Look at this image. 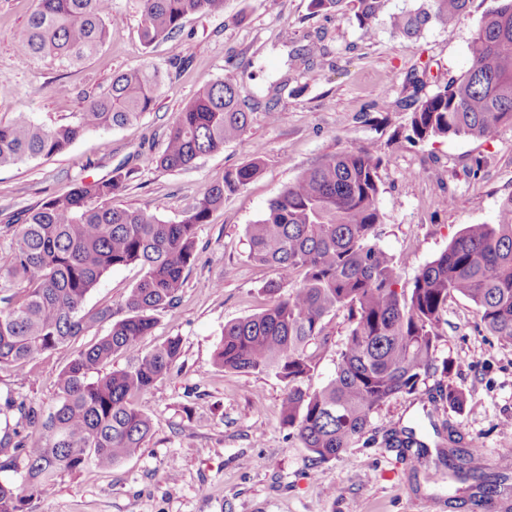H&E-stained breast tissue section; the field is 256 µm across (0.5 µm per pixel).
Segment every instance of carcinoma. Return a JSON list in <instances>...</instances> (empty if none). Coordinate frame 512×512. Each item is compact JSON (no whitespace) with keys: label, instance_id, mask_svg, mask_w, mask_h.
<instances>
[{"label":"carcinoma","instance_id":"cac0c4a2","mask_svg":"<svg viewBox=\"0 0 512 512\" xmlns=\"http://www.w3.org/2000/svg\"><path fill=\"white\" fill-rule=\"evenodd\" d=\"M142 43L174 37L196 13L217 12L224 0H141ZM473 0H422L391 18L395 34L414 38L429 25H451ZM474 29L472 66L448 79L432 96L411 102V128L420 140L491 138L512 126V0H493ZM381 0H349L359 28L370 34ZM112 0H37L19 39L22 62L50 56L74 66L94 55L112 35L106 20ZM164 87L156 67L120 73L64 124L39 123L24 112L0 121V166L49 158L85 133L124 126L154 109ZM249 125L246 100L230 78L204 88L177 113L166 132L158 167L179 171L199 157L224 149ZM381 158L368 148L329 156L306 170L246 230L248 258L279 270L282 281L259 314L224 326L213 363L224 370L270 372L288 383L282 424L296 434L318 463L330 461L365 435L371 415L399 393L415 394L430 375L451 369L438 362L436 342L448 300L473 303L483 329L512 344V196L495 224H470L448 249L427 263L409 293L397 290L394 258L377 244L381 223L378 170ZM261 171L257 160L230 168L178 221L112 205L132 170L107 179L80 181L38 208L8 216L16 225L9 267L0 271V372L16 381L34 376L40 360L106 322L111 331L76 350L57 374L58 402L44 412L17 391L0 399V512H26L64 472L93 464L110 469L136 456L152 433V419L136 407L181 358L180 341L139 352L152 333L155 312L174 304L184 272L195 258L196 229L224 197ZM139 265L143 276L130 290L125 315L112 307L87 310V295L110 270ZM292 283L283 293V282ZM347 311L352 322L335 376L322 388L304 386L313 367L309 346L323 335L324 319ZM118 353L133 357L125 368L100 374ZM431 398L460 412L467 397L450 387ZM42 444L29 448L25 430ZM404 455L424 448L410 428L384 435ZM474 449L440 454L448 476L474 480L487 501L499 476L475 465Z\"/></svg>","mask_w":512,"mask_h":512}]
</instances>
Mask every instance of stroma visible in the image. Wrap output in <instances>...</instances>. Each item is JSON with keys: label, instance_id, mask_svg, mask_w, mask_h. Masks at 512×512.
<instances>
[{"label": "stroma", "instance_id": "stroma-1", "mask_svg": "<svg viewBox=\"0 0 512 512\" xmlns=\"http://www.w3.org/2000/svg\"><path fill=\"white\" fill-rule=\"evenodd\" d=\"M309 2L224 0L222 11L186 18L173 42L148 48L139 38L140 0H112L111 39L84 63L62 66L50 57L20 63L18 38L37 2L0 0L2 121L19 112L47 124L68 121L115 74L147 65L166 81L153 110L137 121L88 132L52 158L0 167V219L130 162L135 173L113 205L177 221L225 170L255 159L263 164L256 180L227 196L198 228L179 300L158 313L143 340L147 352L179 339L182 356L139 401L154 422L142 451L109 470L88 465L63 473L26 512H484L474 482L437 474L435 455L415 460L382 443L387 431L412 427L433 448L441 442L436 427L446 423L495 459L504 478L498 512H512V344L483 331L464 298L449 300L439 330L437 357L451 362L450 375L428 378L426 392L389 399L361 441L328 462L314 463L282 425L286 382L213 363L225 324L265 309L266 286L280 278L248 259V224L326 157L361 147L381 157L378 244L395 259L402 291L466 225L496 223L512 196V126L488 140L417 141L404 107L414 78L431 95L471 67V32L492 0H473L452 27L433 24L412 39L395 36L390 19L419 0H382L369 36L352 11L317 14ZM311 42L320 55L306 54ZM225 78L249 105L246 134L190 168L157 167L176 113ZM141 276L136 265L112 269L86 308L120 309ZM350 329L346 311L326 317L323 336L310 347L315 360L306 386L318 389L334 377ZM74 351L71 344L54 351L23 392L53 408L56 375ZM441 383L466 393L464 411L429 400L428 390ZM172 459L179 465L174 483L166 476Z\"/></svg>", "mask_w": 512, "mask_h": 512}]
</instances>
